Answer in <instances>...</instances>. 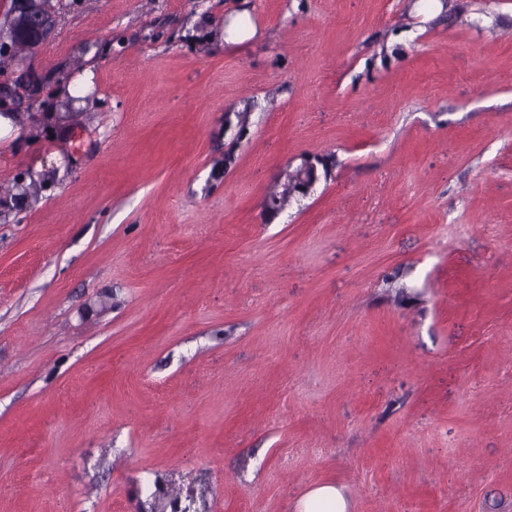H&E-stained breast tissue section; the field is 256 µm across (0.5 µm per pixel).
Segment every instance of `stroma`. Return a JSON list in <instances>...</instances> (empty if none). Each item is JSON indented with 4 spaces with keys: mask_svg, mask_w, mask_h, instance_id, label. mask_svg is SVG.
<instances>
[{
    "mask_svg": "<svg viewBox=\"0 0 512 512\" xmlns=\"http://www.w3.org/2000/svg\"><path fill=\"white\" fill-rule=\"evenodd\" d=\"M50 6L0 57V512H512V0ZM294 171L293 181L284 185L288 199L294 196H307L318 180L317 167L311 161H304L303 164ZM305 512H344L343 501L332 486H320L312 491L306 502Z\"/></svg>",
    "mask_w": 512,
    "mask_h": 512,
    "instance_id": "35a3bbf8",
    "label": "stroma"
}]
</instances>
